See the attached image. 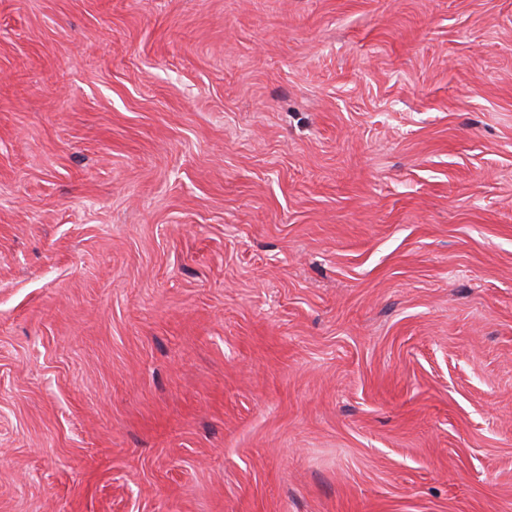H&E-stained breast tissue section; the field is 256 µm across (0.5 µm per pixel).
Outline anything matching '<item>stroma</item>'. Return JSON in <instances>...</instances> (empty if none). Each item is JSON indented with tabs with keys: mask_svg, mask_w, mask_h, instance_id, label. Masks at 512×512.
Returning a JSON list of instances; mask_svg holds the SVG:
<instances>
[{
	"mask_svg": "<svg viewBox=\"0 0 512 512\" xmlns=\"http://www.w3.org/2000/svg\"><path fill=\"white\" fill-rule=\"evenodd\" d=\"M0 512H512V0H0Z\"/></svg>",
	"mask_w": 512,
	"mask_h": 512,
	"instance_id": "1",
	"label": "stroma"
}]
</instances>
